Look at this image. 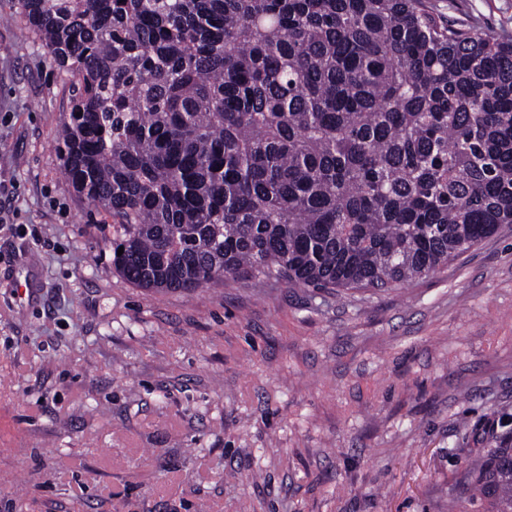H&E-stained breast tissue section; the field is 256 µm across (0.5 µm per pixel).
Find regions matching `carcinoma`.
I'll use <instances>...</instances> for the list:
<instances>
[{
	"mask_svg": "<svg viewBox=\"0 0 512 512\" xmlns=\"http://www.w3.org/2000/svg\"><path fill=\"white\" fill-rule=\"evenodd\" d=\"M21 2L71 77L64 177L138 288L383 290L512 224V39L431 0ZM488 436L448 512H512Z\"/></svg>",
	"mask_w": 512,
	"mask_h": 512,
	"instance_id": "1",
	"label": "carcinoma"
}]
</instances>
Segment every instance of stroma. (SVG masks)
<instances>
[{
  "mask_svg": "<svg viewBox=\"0 0 512 512\" xmlns=\"http://www.w3.org/2000/svg\"><path fill=\"white\" fill-rule=\"evenodd\" d=\"M512 36V0H435ZM68 81L0 0V512H448L512 414V224L385 291L138 288L60 167Z\"/></svg>",
  "mask_w": 512,
  "mask_h": 512,
  "instance_id": "obj_1",
  "label": "stroma"
}]
</instances>
